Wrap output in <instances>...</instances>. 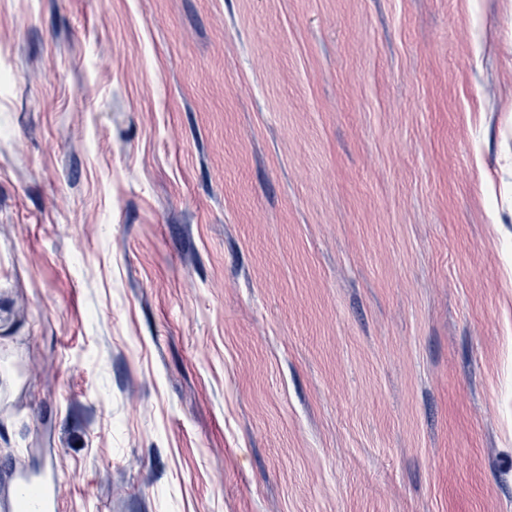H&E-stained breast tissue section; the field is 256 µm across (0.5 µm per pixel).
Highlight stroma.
Masks as SVG:
<instances>
[{"mask_svg": "<svg viewBox=\"0 0 512 512\" xmlns=\"http://www.w3.org/2000/svg\"><path fill=\"white\" fill-rule=\"evenodd\" d=\"M512 512V0H0V496ZM14 495L5 500L2 508L16 512H53L61 479L57 472L46 470L42 479L34 478L26 468H15L11 473Z\"/></svg>", "mask_w": 512, "mask_h": 512, "instance_id": "1", "label": "stroma"}]
</instances>
